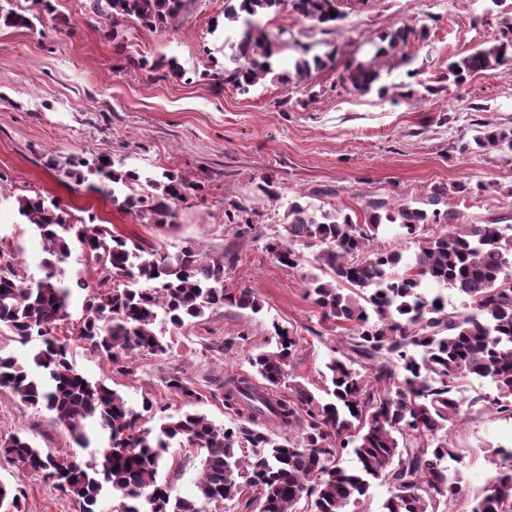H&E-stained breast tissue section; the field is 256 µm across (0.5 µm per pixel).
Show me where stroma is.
Here are the masks:
<instances>
[{"label":"stroma","mask_w":512,"mask_h":512,"mask_svg":"<svg viewBox=\"0 0 512 512\" xmlns=\"http://www.w3.org/2000/svg\"><path fill=\"white\" fill-rule=\"evenodd\" d=\"M347 13L324 33L291 7L264 17L282 33L284 58L300 51L325 57L324 69L309 81H262L243 94L222 81L224 0H189L184 15L165 30L128 24L121 41L97 16L90 0H0V9L35 19L30 28L0 27V249L39 274L44 257L33 228L17 211L19 197L60 200L79 219H95L112 233L174 252L192 245L219 257L234 247L236 260L226 283L247 288L262 302L260 313L225 307L177 329L158 324L165 353L141 352L122 368L101 360L75 340L87 286L105 277L92 262L71 264L74 288L69 316L57 336L69 345L76 370L121 393L134 407L150 400L146 427L168 413L199 410L230 426L224 409V380L250 373L251 352L275 345L282 328L299 339L295 371L310 389L323 387L325 364L345 333L322 321L307 295L304 274L315 272L317 247L303 250V265L291 272L264 250L266 239L282 236L281 217L299 201L346 213L367 202L425 199L432 188L449 191L444 201L469 224L512 225V153L464 151L483 125L512 127V67L477 76L464 86L441 82L437 94L421 100L419 83H434L449 62L495 37L497 20L512 0H345ZM414 28L410 61L380 59L373 45L392 30ZM176 58L185 69L173 77L160 57ZM374 62L386 95L355 92L345 77L350 66ZM439 81V80H438ZM88 160L108 156L149 175L173 172L202 187L176 203L174 225L144 224L89 186H76L50 169L48 156ZM275 182L272 201L257 191ZM463 181L481 184L460 196ZM251 229L252 237L238 238ZM195 390L188 398L167 387L171 375ZM26 435L53 456L88 459L50 412L22 403L0 389V435ZM459 456L453 468L466 494H475L490 470L482 451L512 446V422L486 414L465 421L453 433ZM201 457L191 448L171 449L159 473L176 492H193ZM0 483L22 491L23 512H82L42 473L19 465L0 466Z\"/></svg>","instance_id":"stroma-1"}]
</instances>
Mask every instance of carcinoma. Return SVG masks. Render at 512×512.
Here are the masks:
<instances>
[{
  "mask_svg": "<svg viewBox=\"0 0 512 512\" xmlns=\"http://www.w3.org/2000/svg\"><path fill=\"white\" fill-rule=\"evenodd\" d=\"M93 12L112 27L126 22L167 29L188 0H91ZM343 0H224V83L247 93L265 79L303 82L325 61L304 51L293 73L278 66L283 43L262 18L291 4L292 10L323 30L344 19ZM335 15H330V12ZM30 17L0 11V25L29 27ZM495 41L448 64L458 85L476 75L512 66V15L498 20ZM413 31L403 27L374 44L375 57L406 52ZM354 90L368 93L380 79L362 62L349 70ZM485 149L512 151V128L488 126L475 137ZM76 185L99 178V191L112 203L156 225L171 224L173 204L201 191L172 172L162 179L124 170L113 160L52 159ZM141 182L155 189L133 193ZM447 192L433 190L424 204L412 199L396 205L367 203L363 218L340 209L300 202L281 219L286 235L268 240L267 253L283 267L301 265V246L320 245L319 270L327 278L305 279L307 296L321 317L346 330V344L326 364L327 384L318 396L294 372L297 337L275 329L276 345L249 357L263 380L245 375L224 381V408L241 422L219 426L207 414L167 415L156 428L137 425L139 413L116 390L78 373L67 345L54 333L68 316L71 286L64 264L79 252L112 278L84 303L77 339L118 367L132 353H164L168 344L156 329L158 315L179 329L206 311L224 306L254 313L262 304L248 288L224 284V257H207L192 245L170 253L114 235L107 227L74 218L57 201L19 197L20 216L33 226L43 250V275L4 258L0 251V324L41 347L26 361L0 356V388L22 402L53 413L81 448L92 447L88 427L107 435L86 461L45 454L18 434L0 439V460L43 474L54 488L78 500L82 512H99L108 493L113 512H207V505L257 493L259 512H292L305 498L318 512H365L371 483L386 485L381 512H442L464 498L448 474L454 430L475 413L512 419V233L499 224H459L453 210L440 211ZM416 249L410 258L398 248L377 246L390 227ZM432 233L423 235L427 228ZM436 283L454 291L460 307L448 308ZM487 380L494 392L465 394V380ZM288 383L291 398L277 395ZM197 448L203 454L192 496L174 494L157 479L170 448ZM351 449L356 465H339ZM492 469L486 489L473 497L468 512H512V451L484 450ZM21 491L0 484V512H22Z\"/></svg>",
  "mask_w": 512,
  "mask_h": 512,
  "instance_id": "cac0c4a2",
  "label": "carcinoma"
}]
</instances>
